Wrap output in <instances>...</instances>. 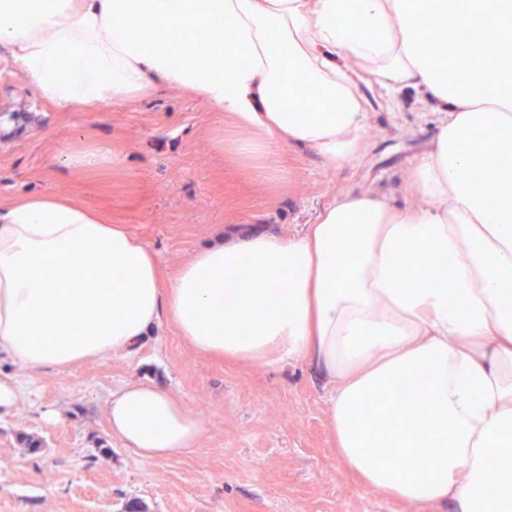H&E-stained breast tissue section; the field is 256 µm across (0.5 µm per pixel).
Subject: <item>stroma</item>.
<instances>
[{"label": "stroma", "instance_id": "stroma-1", "mask_svg": "<svg viewBox=\"0 0 512 512\" xmlns=\"http://www.w3.org/2000/svg\"><path fill=\"white\" fill-rule=\"evenodd\" d=\"M354 80L368 120L357 161L332 169L315 151L255 160L251 134L196 94L148 91L83 112L45 100L0 51V204L56 193L122 224L154 253L170 282L217 231L288 238L348 191L405 190L428 150L436 117L421 95L390 97L370 76ZM111 149L109 160L71 170L62 151ZM30 393L0 417V512H454L419 508L361 487L340 461L326 416L331 385L311 360L232 363L198 353L161 322L132 354L64 370L0 358V381ZM150 382L175 393L205 424L197 448L142 460L109 432L112 390ZM40 441L39 449L29 440Z\"/></svg>", "mask_w": 512, "mask_h": 512}]
</instances>
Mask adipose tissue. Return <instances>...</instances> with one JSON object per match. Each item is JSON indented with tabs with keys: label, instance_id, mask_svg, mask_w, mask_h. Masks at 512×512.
<instances>
[{
	"label": "adipose tissue",
	"instance_id": "adipose-tissue-1",
	"mask_svg": "<svg viewBox=\"0 0 512 512\" xmlns=\"http://www.w3.org/2000/svg\"><path fill=\"white\" fill-rule=\"evenodd\" d=\"M459 28L455 57H439ZM1 46L61 109L182 88L252 132L241 153L306 147L338 169L366 128L345 61L390 95L427 93L438 131L408 189L430 207L349 192L287 239L217 235L166 285L139 238L73 200L0 205V354L59 370L133 351L165 319L203 354L311 359L364 487L512 512V0H0ZM486 166L499 169L491 197L474 178ZM108 411L112 437L147 460L204 432L151 383L113 391Z\"/></svg>",
	"mask_w": 512,
	"mask_h": 512
}]
</instances>
